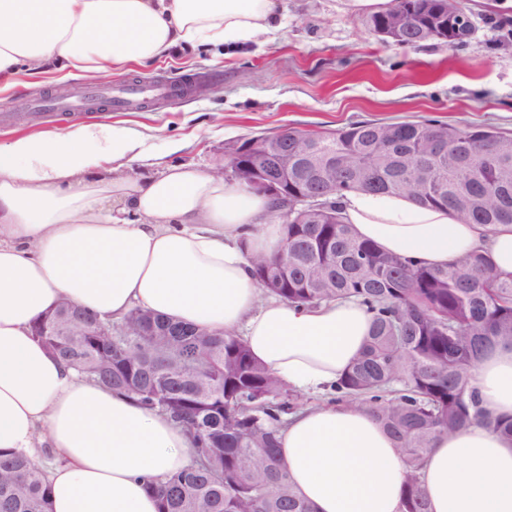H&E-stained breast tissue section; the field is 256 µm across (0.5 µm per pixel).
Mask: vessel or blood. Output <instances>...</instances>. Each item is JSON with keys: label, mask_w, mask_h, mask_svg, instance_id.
Here are the masks:
<instances>
[{"label": "vessel or blood", "mask_w": 512, "mask_h": 512, "mask_svg": "<svg viewBox=\"0 0 512 512\" xmlns=\"http://www.w3.org/2000/svg\"><path fill=\"white\" fill-rule=\"evenodd\" d=\"M184 85L185 81L181 78L130 81L114 88L88 89L80 100L50 96L33 99L28 106L36 112H61L73 116L88 111L93 105L110 112H131L147 102H168L176 99Z\"/></svg>", "instance_id": "b4317fda"}]
</instances>
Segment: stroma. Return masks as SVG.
Wrapping results in <instances>:
<instances>
[{
  "label": "stroma",
  "instance_id": "stroma-1",
  "mask_svg": "<svg viewBox=\"0 0 512 512\" xmlns=\"http://www.w3.org/2000/svg\"><path fill=\"white\" fill-rule=\"evenodd\" d=\"M475 33L467 45L428 42L415 48L384 43L367 16L342 0H284L277 31L258 42L208 51L176 48L151 65L131 66L96 80L65 71L36 86L0 92L14 119L0 141L20 132L68 127L50 113L30 117L26 99L63 95L73 87H107L131 79L192 77L184 99L137 112H95L91 121L119 123L152 134L156 159L134 162L138 177L170 164L214 172L224 148L288 128L333 131L354 122L435 118L453 125L491 126L512 135V6L505 0H462ZM184 141L171 153L167 144Z\"/></svg>",
  "mask_w": 512,
  "mask_h": 512
}]
</instances>
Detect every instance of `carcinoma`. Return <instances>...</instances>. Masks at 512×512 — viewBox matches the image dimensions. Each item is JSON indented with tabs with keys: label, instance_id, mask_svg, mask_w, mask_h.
<instances>
[{
	"label": "carcinoma",
	"instance_id": "obj_1",
	"mask_svg": "<svg viewBox=\"0 0 512 512\" xmlns=\"http://www.w3.org/2000/svg\"><path fill=\"white\" fill-rule=\"evenodd\" d=\"M460 0H389L367 21L395 24L389 41L417 47L430 41L464 46L473 26ZM448 153L417 176L429 141ZM306 164L322 173L288 178L291 206L281 255L252 256L265 293L319 304L352 298L371 315L360 359L326 397L357 404L397 440L407 465L402 512H429L419 480L432 442L478 423L512 437V421L492 417L472 386V372L493 346H512V274L483 253L444 266H424L379 250L344 223L335 198L351 191L406 194L495 231L512 225V137L492 127L439 121H363L328 134L288 131ZM316 195L323 207H310ZM98 322L61 302L46 318ZM151 322L156 335L132 327L131 352L112 357L110 336H41L52 354L99 384L185 429L191 463L147 487L160 512H311L294 492L277 452V431L304 398L252 356L237 336H168L185 325L152 320L135 307L121 320ZM0 512H49L41 465L19 453L0 454Z\"/></svg>",
	"mask_w": 512,
	"mask_h": 512
}]
</instances>
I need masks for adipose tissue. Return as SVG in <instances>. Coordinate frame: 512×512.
I'll return each instance as SVG.
<instances>
[{
	"label": "adipose tissue",
	"mask_w": 512,
	"mask_h": 512,
	"mask_svg": "<svg viewBox=\"0 0 512 512\" xmlns=\"http://www.w3.org/2000/svg\"><path fill=\"white\" fill-rule=\"evenodd\" d=\"M276 19V0H0V90L51 70L95 78L178 46L242 45ZM151 158L147 135L113 124L0 144V450L38 460L50 449V512H157L146 482L184 469L190 446L166 416L79 376L33 336L61 300L116 321L141 307L239 336L313 395L351 369L370 334L354 300L263 297L248 258L276 254L284 237L266 197L189 165L124 175ZM339 210L382 251L442 266L483 250L512 274V225L490 233L404 195L362 191ZM474 385L483 408L512 418V347L488 350ZM278 437L312 512H401L403 457L364 409L310 405ZM420 476L429 512H512V439L476 424L440 436Z\"/></svg>",
	"instance_id": "adipose-tissue-1"
}]
</instances>
